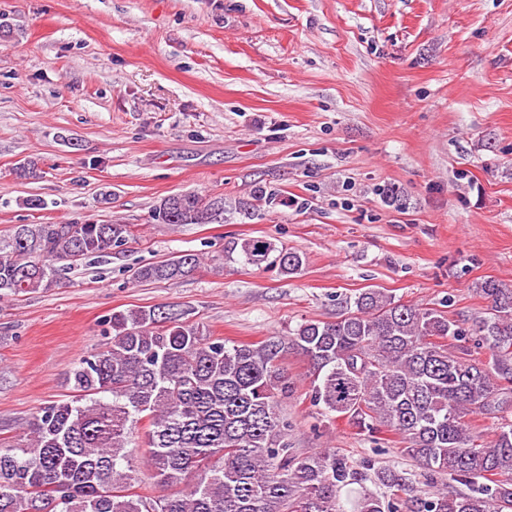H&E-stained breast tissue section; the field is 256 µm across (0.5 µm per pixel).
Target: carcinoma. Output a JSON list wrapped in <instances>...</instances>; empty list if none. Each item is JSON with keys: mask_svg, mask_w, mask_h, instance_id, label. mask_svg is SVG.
<instances>
[{"mask_svg": "<svg viewBox=\"0 0 512 512\" xmlns=\"http://www.w3.org/2000/svg\"><path fill=\"white\" fill-rule=\"evenodd\" d=\"M196 192L153 209L160 224H213L223 215ZM118 223L18 224L0 237V300L47 291L60 268L128 244ZM244 264L298 273L303 256L265 237L231 242ZM182 253L138 268L140 283L199 267ZM491 316L467 329L444 311L368 288L333 321L307 320L288 340L234 343L166 306L115 311L102 348L69 370L70 399L43 407L28 438L0 446V512H512V288L476 285ZM309 362V399L432 475L473 488L421 493L406 472L330 450L300 456L288 443L280 367L286 349ZM490 353L485 361L481 350ZM498 416L482 441L469 419ZM141 434L152 478L178 495H145L128 446ZM402 492L387 498L368 484Z\"/></svg>", "mask_w": 512, "mask_h": 512, "instance_id": "carcinoma-1", "label": "carcinoma"}]
</instances>
